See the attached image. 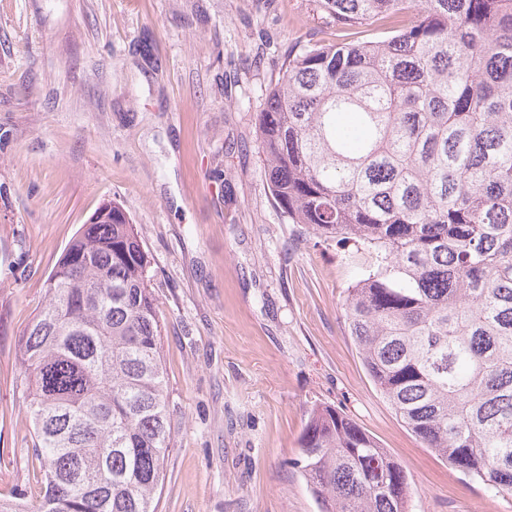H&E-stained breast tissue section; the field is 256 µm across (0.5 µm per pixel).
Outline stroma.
<instances>
[{
  "label": "stroma",
  "mask_w": 512,
  "mask_h": 512,
  "mask_svg": "<svg viewBox=\"0 0 512 512\" xmlns=\"http://www.w3.org/2000/svg\"><path fill=\"white\" fill-rule=\"evenodd\" d=\"M319 0H0V493L34 488L16 343L104 201L150 253L173 447L158 512H320L295 465L312 407L408 473L410 512H512L414 436L348 332L347 245L290 223L257 115Z\"/></svg>",
  "instance_id": "stroma-1"
}]
</instances>
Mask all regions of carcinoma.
Segmentation results:
<instances>
[{"mask_svg": "<svg viewBox=\"0 0 512 512\" xmlns=\"http://www.w3.org/2000/svg\"><path fill=\"white\" fill-rule=\"evenodd\" d=\"M388 35L288 52L259 113L280 209L365 266L346 324L425 447L512 495V0H320ZM151 259L117 203L89 220L23 331L39 498L0 512H157L171 426ZM300 467L321 512H409L405 467L331 406Z\"/></svg>", "mask_w": 512, "mask_h": 512, "instance_id": "carcinoma-1", "label": "carcinoma"}]
</instances>
